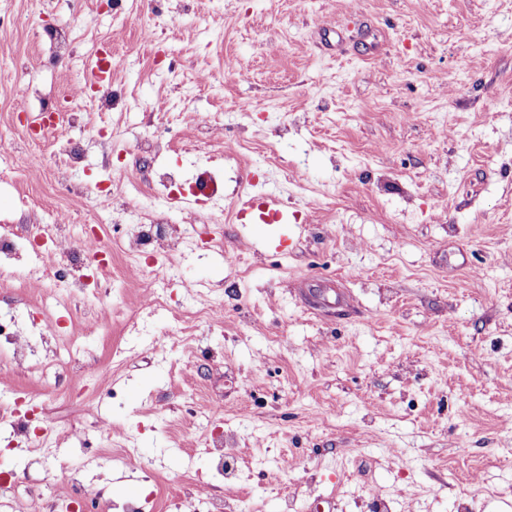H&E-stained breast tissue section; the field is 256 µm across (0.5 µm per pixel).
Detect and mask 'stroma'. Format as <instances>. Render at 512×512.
<instances>
[{
  "instance_id": "35a3bbf8",
  "label": "stroma",
  "mask_w": 512,
  "mask_h": 512,
  "mask_svg": "<svg viewBox=\"0 0 512 512\" xmlns=\"http://www.w3.org/2000/svg\"><path fill=\"white\" fill-rule=\"evenodd\" d=\"M47 25L81 36L54 47ZM98 49L118 103L85 98L78 124L35 146L21 118L86 83L81 58ZM509 83L512 0H125L117 12L106 0H0V225L26 236L63 209L119 240L149 213L196 241L163 290L191 334L162 356L151 342L175 331L167 313L131 335L116 316L143 296L120 251L61 308L42 281L14 276L58 253L0 267V313L42 309L58 328L22 364H0L7 512L108 493L180 512L190 468L234 512H321L330 497L336 512H512ZM228 145L242 157L223 171L221 206L134 196L165 167L193 181L204 154ZM33 153L41 174L16 182L13 161ZM256 182L287 225L243 233L236 214ZM101 185L127 210L92 211ZM212 234L222 247L205 245ZM213 306L222 328L205 318ZM25 395L57 454L41 457L16 428L10 409ZM214 405L223 417H207ZM207 431L235 449L234 473L216 475ZM129 443V467L60 479ZM281 466L284 487L269 479Z\"/></svg>"
}]
</instances>
